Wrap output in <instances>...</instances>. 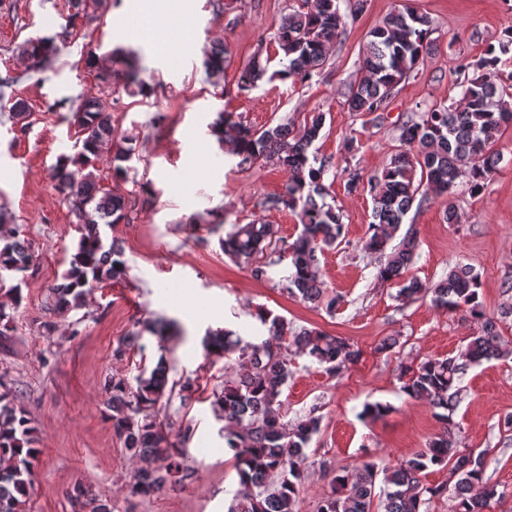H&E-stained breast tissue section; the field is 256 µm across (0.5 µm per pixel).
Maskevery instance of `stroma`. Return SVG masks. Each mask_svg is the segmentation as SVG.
Here are the masks:
<instances>
[{
    "label": "stroma",
    "mask_w": 512,
    "mask_h": 512,
    "mask_svg": "<svg viewBox=\"0 0 512 512\" xmlns=\"http://www.w3.org/2000/svg\"><path fill=\"white\" fill-rule=\"evenodd\" d=\"M144 0H98L93 18L70 19L66 0H6L0 6V88L4 98L26 102L30 125L20 131L0 115V207L22 225L36 255L35 264L15 278L21 304L14 312L13 342L0 350V368L9 370L20 400L37 429L40 454L26 504L28 512H76L75 489L92 492L112 512H227L234 495L244 494L234 461L224 450L223 427L211 401L231 368L208 357L207 332L228 329L250 339L263 335L258 313L268 310L294 327L341 336L362 352L339 375L328 374L298 350H290V375L283 387L284 419L308 413L321 419L307 449V477L297 512H318L331 492L334 472L374 463L392 468L425 448L439 430L431 406L402 390L401 368L427 358L458 355L477 324L461 311L434 307L430 300L403 302L395 285L376 278L375 264L361 250L373 220L369 193H347L343 178L328 182V201L342 214L344 242L325 251L322 278L342 298L335 314L283 292L287 263L268 270L265 279L225 256L219 221L277 225L282 240L300 231L290 210H266L262 200L283 192L288 174L275 163L241 165L212 139L218 113H230L259 128L287 114L322 112L325 125L310 151L333 158L337 170L358 168L371 174L389 163L403 113L419 103H450L455 98V69L460 59H478L512 30V0H412L433 22V45L416 72L399 86L378 126H364L348 112L344 93L360 76L359 58L370 31L397 9L401 0H367L359 19L348 24L320 74L305 83L264 80L239 91L240 68L255 51L271 60L282 52L275 40L281 17L294 0H169L185 10L189 25L173 31L156 25L130 37ZM52 36L61 54L37 73L28 70L17 46L32 37ZM229 45L232 59L224 71V92L214 94L202 66L212 44ZM110 63L116 49H133L154 91L133 95L122 85L100 82L85 63L87 49ZM109 105L119 131L135 137L141 160L127 179L115 178L109 157L96 163L101 185L125 197L130 220L102 227L105 241L124 248V280L89 290L81 311L47 309L50 287L61 281L76 249L79 233L52 179L59 155L72 151L75 129L67 118L86 98ZM356 137L359 150L344 155V138ZM501 161L482 193L466 184L453 191L461 223L444 220L441 198L411 208L405 224L414 225L419 259L410 272L439 280L449 265L463 262L481 276L480 299L488 316L498 317L512 304V129L495 146ZM150 181L154 197L136 195ZM176 321L180 333L144 336L142 348L116 355L120 337L145 317ZM54 321V335L41 324ZM386 337L396 346L376 347ZM172 361L174 380H191L192 397L161 407L171 434L193 427L187 443L195 474L142 499L127 495L137 467L114 435L105 407L107 376L132 377L152 369L159 356ZM460 387L453 420L460 447L487 450L485 475L503 497L491 512H512V432L503 418L512 414V355L471 366ZM382 402L383 417L361 419L365 404Z\"/></svg>",
    "instance_id": "stroma-1"
}]
</instances>
